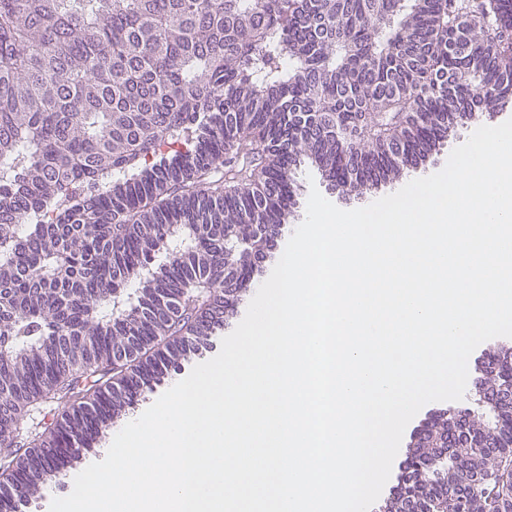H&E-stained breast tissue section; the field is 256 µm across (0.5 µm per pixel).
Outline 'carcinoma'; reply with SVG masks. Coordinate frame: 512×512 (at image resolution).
<instances>
[{
  "label": "carcinoma",
  "instance_id": "1",
  "mask_svg": "<svg viewBox=\"0 0 512 512\" xmlns=\"http://www.w3.org/2000/svg\"><path fill=\"white\" fill-rule=\"evenodd\" d=\"M509 95L512 0H0V512L210 345L303 162L360 195ZM498 423L446 455L432 415L391 512H512Z\"/></svg>",
  "mask_w": 512,
  "mask_h": 512
}]
</instances>
